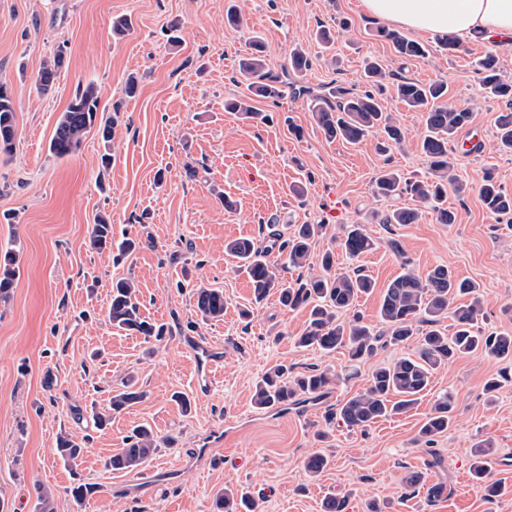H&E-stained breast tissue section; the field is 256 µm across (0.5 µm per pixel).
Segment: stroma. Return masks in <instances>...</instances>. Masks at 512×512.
<instances>
[{
    "mask_svg": "<svg viewBox=\"0 0 512 512\" xmlns=\"http://www.w3.org/2000/svg\"><path fill=\"white\" fill-rule=\"evenodd\" d=\"M241 22L225 25L228 8ZM132 28L112 37V21ZM380 24L360 10V0H0V81L16 105V148L0 154V244L15 242L19 276L0 302V512H35L38 488L55 494L56 512H212L222 488L242 490L260 512H323L326 499L342 497L347 512H512V386L490 393L489 379L504 361L472 354L442 367L409 412L380 419L365 432L330 419L341 401L364 389L380 364L411 354L413 344L386 345L374 356L349 362L343 352L325 354L295 347L308 312L286 310L277 295L251 307L246 274L224 255L225 241H263L266 225L281 231L322 224L310 264L285 268L295 281L319 272L324 252L338 267L357 264L375 288L357 309L379 326L387 285L404 270L426 275L448 266L480 287L482 331L512 335V223L484 208L479 187L486 169L512 193V152L501 149L494 119L506 102L485 96L475 61L495 53L512 77V44L471 39L448 53L443 41L420 36L425 57L407 60L380 37ZM330 31L331 49L317 41ZM266 45L267 69L285 82L282 97L259 98L270 114L258 124L224 109L226 99L246 94L249 78L238 60L254 37ZM65 45L67 64L52 93L38 94L37 75L46 57ZM310 65L288 67L292 48ZM376 59L387 73L427 82L442 79L448 99L472 114L466 139H454L458 170L468 190L449 193L452 224L422 210L413 224H387L388 212L411 206L410 197L381 198L374 180L392 168L425 178L418 148L420 113L401 103L387 84L382 104L407 131L403 145L381 152L377 137L356 145L326 140L312 119L313 99L330 88L365 87L364 62ZM140 78L126 97L129 74ZM95 84L100 109L118 114L111 148L89 132L77 153L58 158L49 143L76 89ZM302 128L301 138L288 125ZM112 165L100 173V157ZM112 216L115 234L142 246L117 258L90 245L94 219ZM363 225L376 240L373 251L350 261L340 242L350 225ZM398 249H391L390 241ZM136 281L142 316L169 333L154 344L113 327L107 302L113 280ZM224 291V316L201 322L192 293ZM250 317H241L243 308ZM220 348L223 360L209 392L197 395L194 342ZM294 372L318 369L331 382L321 399L285 413L257 409L255 385L272 366ZM135 377L145 399L94 428L92 410H103L114 390ZM453 391L458 417L436 437L441 464H432L419 427L438 395ZM193 397L183 412L174 393ZM152 426L160 445L139 470L106 469L131 429ZM84 440L78 471L55 453L60 432ZM495 448L493 478L502 491L485 497L470 473L472 452L482 441ZM314 452L329 466L309 476L304 461ZM224 457L212 468L211 455ZM419 472L418 490L406 489ZM99 491L76 502L74 479ZM148 483L136 492L138 483ZM445 485L440 498L427 490Z\"/></svg>",
    "mask_w": 512,
    "mask_h": 512,
    "instance_id": "obj_1",
    "label": "stroma"
}]
</instances>
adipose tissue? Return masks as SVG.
I'll use <instances>...</instances> for the list:
<instances>
[{"label": "adipose tissue", "instance_id": "ef3b65f1", "mask_svg": "<svg viewBox=\"0 0 512 512\" xmlns=\"http://www.w3.org/2000/svg\"><path fill=\"white\" fill-rule=\"evenodd\" d=\"M373 20L465 43L476 35L512 38V0H361Z\"/></svg>", "mask_w": 512, "mask_h": 512}]
</instances>
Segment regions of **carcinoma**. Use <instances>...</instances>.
Returning <instances> with one entry per match:
<instances>
[{
    "label": "carcinoma",
    "mask_w": 512,
    "mask_h": 512,
    "mask_svg": "<svg viewBox=\"0 0 512 512\" xmlns=\"http://www.w3.org/2000/svg\"><path fill=\"white\" fill-rule=\"evenodd\" d=\"M380 36L390 41L404 59L425 55L424 47L394 30H383ZM65 65V53L58 49L43 64L38 73V91L46 95L52 91L58 71ZM240 71L255 78L249 84V95L228 99L224 109L240 112L260 123L269 120L267 114L251 105L255 97L275 101L283 94L282 81L266 72L264 45L256 41L250 55L239 62ZM476 73L481 75L485 94L494 98L512 100V83L501 79L497 60L488 55L476 61ZM367 89L351 92L336 89L339 101L331 105L327 98L318 97L312 107L316 126L328 139L357 145L371 133L380 131L384 141L378 149L400 145L406 140V131L385 112L382 95L387 75L377 62L365 68ZM398 99L409 108L422 114L424 132L419 138L420 152L425 156L430 176L424 180L402 178L399 172L384 170L375 180L374 193L380 197L411 196L416 202L432 210L439 224H453L455 213L445 206L448 187L458 194L466 192L467 184L457 175L456 155L451 147L455 134L466 127L472 113L458 109L448 102V85L443 81L422 83L403 79L396 84ZM100 96L93 84L80 87L62 113L50 140L51 153L64 158L76 153L83 137L95 130L104 148L112 142L115 118L99 111ZM500 146L512 151V103L496 116ZM16 124L13 98L6 86L0 83V153H11L15 148ZM486 210L494 216L512 215V194L499 182L493 169H488L479 188ZM420 211L416 208H397L383 218L385 224H413ZM322 224H302L289 237L271 233V245L262 249L253 240L235 238L224 242V253L235 267L245 273L251 284L253 301L261 303L270 291L277 290L280 303L295 310L310 309L306 328L297 337L300 347H315L325 353L338 349L347 352L351 361H360L374 355L384 343L391 345L416 342L414 352L390 364L374 369L368 386L342 401L334 415L348 427L365 431L380 418L403 414L418 403L422 394L432 385L437 369L464 354L483 353L499 360L512 361V335L486 336L478 327L484 317L482 301L477 286L467 278L460 279L446 265H437L422 277L406 271L396 277L382 296L379 307L381 331L363 322L356 312L359 298L370 293L374 282L360 270L334 273L335 256H321L323 273L294 283L282 280L277 267L269 260V252L277 250L283 257L282 267L303 268L308 264L311 247L322 235ZM114 229L112 218L98 215L91 231L95 250H112ZM375 241L365 229L356 224L341 242V248L351 258H358L371 251ZM19 275L18 250L8 247L0 251V300L10 296ZM468 297V302L454 304L458 297ZM196 314L201 319L216 320L224 316V291L219 288H199L196 291ZM107 316L112 325L144 337L145 341L162 340L166 334L163 324L143 319L137 306V287L134 280L122 278L112 283ZM452 317L453 332L441 327L442 319ZM290 368L279 365L268 372L256 386L253 401L259 409L276 408L286 411L304 402L307 395L318 396L329 385L327 373L311 370L288 377ZM144 399L134 379H128L123 388L112 394L109 410L92 412L96 428L110 424V412L119 413ZM457 412V402L452 391L436 399L432 411L419 428L418 438L426 444L433 437L445 433L452 426ZM157 440L148 425L135 427L127 436L126 444L106 462L112 472H131L146 464L157 451ZM56 451L60 459L72 470H77L83 456V443L64 432L57 437ZM492 445L480 443L474 448L471 463L473 478L485 485L488 495L495 496L501 486L491 480ZM329 465L327 457L314 453L306 458L305 469L311 475L322 473ZM98 492L93 483L78 481L69 488V494L81 502ZM215 512H259V504L250 496L230 488L215 494Z\"/></svg>",
    "instance_id": "carcinoma-1"
}]
</instances>
